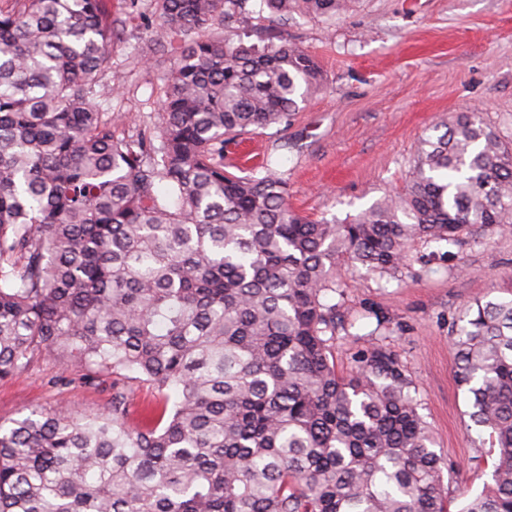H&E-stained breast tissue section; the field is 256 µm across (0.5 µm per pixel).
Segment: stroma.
Instances as JSON below:
<instances>
[{
  "instance_id": "35a3bbf8",
  "label": "stroma",
  "mask_w": 512,
  "mask_h": 512,
  "mask_svg": "<svg viewBox=\"0 0 512 512\" xmlns=\"http://www.w3.org/2000/svg\"><path fill=\"white\" fill-rule=\"evenodd\" d=\"M129 0H104L115 36L112 68L119 90L104 88L99 104L121 115L120 137L156 129L162 121L164 73L173 55L150 47L142 17ZM235 29L246 41L285 37L319 63L322 93L301 104L288 123L238 136L288 180L289 201L313 219L344 220L403 188L420 141L456 112L481 113L503 141L512 140V0H356L333 20L294 16L281 21L249 0ZM455 261L434 245L415 242L405 265L379 277L339 265L336 367L356 371L363 352H393L420 400L437 450L453 469L449 498L479 494L491 481L493 451L474 427L454 376L449 340L459 310L479 297H512V234L476 230ZM388 319L377 329L375 313ZM79 364L52 358L0 380V423L36 407L64 403L81 414L107 411L112 377L85 382Z\"/></svg>"
}]
</instances>
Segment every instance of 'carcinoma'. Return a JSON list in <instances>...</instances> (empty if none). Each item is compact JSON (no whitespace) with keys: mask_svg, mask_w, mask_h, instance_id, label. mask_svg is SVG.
Wrapping results in <instances>:
<instances>
[{"mask_svg":"<svg viewBox=\"0 0 512 512\" xmlns=\"http://www.w3.org/2000/svg\"><path fill=\"white\" fill-rule=\"evenodd\" d=\"M0 5V380L44 357L112 374L108 411L0 424V512H512V298L451 327L469 418L498 450L453 511L451 470L412 382L375 347L336 369V265L390 276L421 241L461 253L512 232V147L478 112L423 139L402 191L352 218L288 206L270 165L224 146L323 89L286 41L233 30L247 0H155L150 41H180L162 125L119 138L103 0ZM352 0H262L332 20ZM166 187L168 196L160 195ZM158 400L130 426L131 375Z\"/></svg>","mask_w":512,"mask_h":512,"instance_id":"obj_1","label":"carcinoma"}]
</instances>
